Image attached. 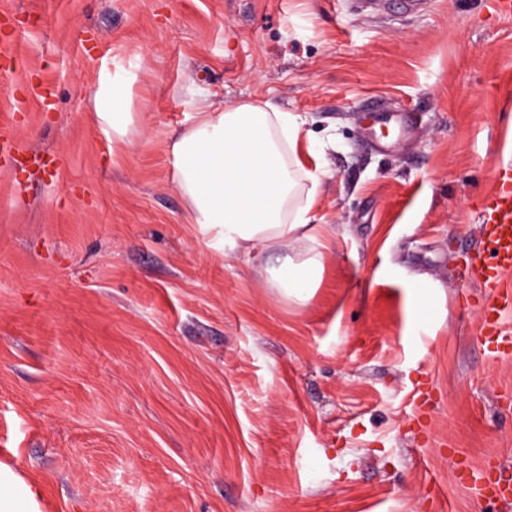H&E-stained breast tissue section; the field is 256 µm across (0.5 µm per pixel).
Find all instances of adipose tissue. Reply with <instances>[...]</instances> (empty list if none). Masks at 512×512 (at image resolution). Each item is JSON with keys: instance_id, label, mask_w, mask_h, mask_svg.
Returning <instances> with one entry per match:
<instances>
[{"instance_id": "adipose-tissue-1", "label": "adipose tissue", "mask_w": 512, "mask_h": 512, "mask_svg": "<svg viewBox=\"0 0 512 512\" xmlns=\"http://www.w3.org/2000/svg\"><path fill=\"white\" fill-rule=\"evenodd\" d=\"M133 75L102 67L93 109L99 127L119 142L133 122ZM301 116L271 103L215 110L205 98L192 104L190 124L174 140L170 156L175 182L191 223L219 248L252 250L275 242L291 255L267 263L279 293L303 305L319 287L324 254L307 249L313 239L316 189L299 197L296 174L313 154ZM0 512H43L40 490L13 467L0 463Z\"/></svg>"}]
</instances>
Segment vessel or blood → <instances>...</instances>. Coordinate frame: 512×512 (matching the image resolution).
Instances as JSON below:
<instances>
[{"label":"vessel or blood","instance_id":"1","mask_svg":"<svg viewBox=\"0 0 512 512\" xmlns=\"http://www.w3.org/2000/svg\"><path fill=\"white\" fill-rule=\"evenodd\" d=\"M23 145L11 126L0 124V161L8 162ZM493 187L483 197L480 244L469 258L465 273L489 294L483 303L482 335L497 351L512 350V334L503 324L505 312L512 310V288L504 278L512 273V164L497 167Z\"/></svg>","mask_w":512,"mask_h":512}]
</instances>
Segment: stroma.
I'll list each match as a JSON object with an SVG mask.
<instances>
[{"mask_svg":"<svg viewBox=\"0 0 512 512\" xmlns=\"http://www.w3.org/2000/svg\"><path fill=\"white\" fill-rule=\"evenodd\" d=\"M8 34L0 119L42 161L0 167V461L44 512H512L458 481L512 480V355L461 278L512 162L492 0H0ZM202 94L306 122L307 305L187 221L169 148ZM134 75L121 67L103 66L97 75L93 109L97 124L118 142H125L133 122L130 112Z\"/></svg>","mask_w":512,"mask_h":512,"instance_id":"35a3bbf8","label":"stroma"}]
</instances>
